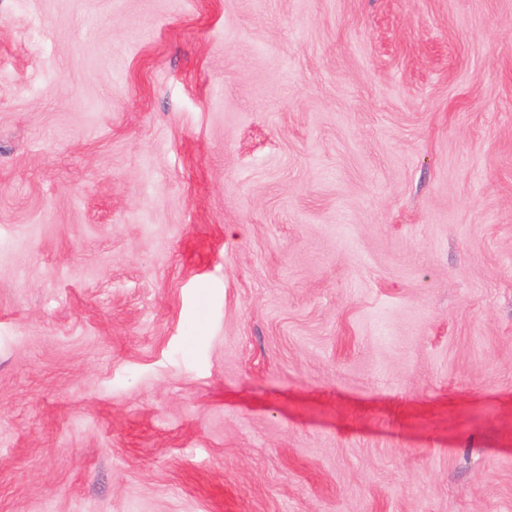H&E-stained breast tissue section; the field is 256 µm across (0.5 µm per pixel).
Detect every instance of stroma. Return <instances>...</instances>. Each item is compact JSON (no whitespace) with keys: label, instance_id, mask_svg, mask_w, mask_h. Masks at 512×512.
<instances>
[{"label":"stroma","instance_id":"obj_1","mask_svg":"<svg viewBox=\"0 0 512 512\" xmlns=\"http://www.w3.org/2000/svg\"><path fill=\"white\" fill-rule=\"evenodd\" d=\"M0 512H512V0H0Z\"/></svg>","mask_w":512,"mask_h":512}]
</instances>
